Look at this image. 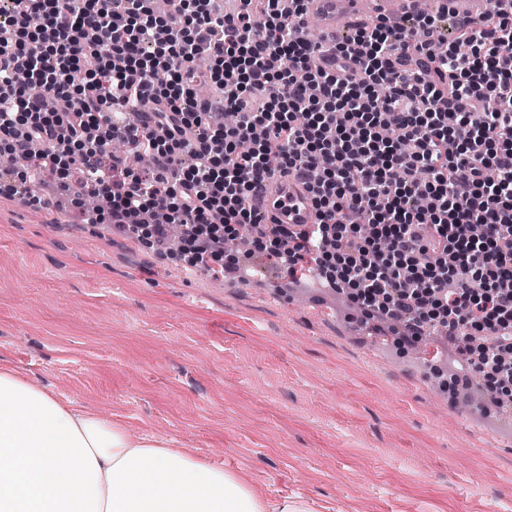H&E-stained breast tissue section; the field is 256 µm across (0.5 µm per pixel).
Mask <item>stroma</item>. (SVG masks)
<instances>
[{"label": "stroma", "mask_w": 512, "mask_h": 512, "mask_svg": "<svg viewBox=\"0 0 512 512\" xmlns=\"http://www.w3.org/2000/svg\"><path fill=\"white\" fill-rule=\"evenodd\" d=\"M0 196V369L314 512H512V404L484 414L386 324L162 258Z\"/></svg>", "instance_id": "1"}]
</instances>
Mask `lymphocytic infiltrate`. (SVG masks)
I'll list each match as a JSON object with an SVG mask.
<instances>
[{
  "instance_id": "f902f5d3",
  "label": "lymphocytic infiltrate",
  "mask_w": 512,
  "mask_h": 512,
  "mask_svg": "<svg viewBox=\"0 0 512 512\" xmlns=\"http://www.w3.org/2000/svg\"><path fill=\"white\" fill-rule=\"evenodd\" d=\"M10 0L0 157L26 156L77 213L220 278L232 244L316 272L365 315L457 344L484 394L512 385V16L311 40L305 0ZM334 55L337 71L326 70ZM207 82L211 95L197 98ZM232 111L235 124L212 114ZM125 151L113 153V144ZM152 164L131 168L126 156ZM297 171L315 223H260L253 185ZM96 196L102 208L86 212Z\"/></svg>"
}]
</instances>
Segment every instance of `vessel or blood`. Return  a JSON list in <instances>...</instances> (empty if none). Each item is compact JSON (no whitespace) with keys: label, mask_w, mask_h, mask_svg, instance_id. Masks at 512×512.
Masks as SVG:
<instances>
[{"label":"vessel or blood","mask_w":512,"mask_h":512,"mask_svg":"<svg viewBox=\"0 0 512 512\" xmlns=\"http://www.w3.org/2000/svg\"><path fill=\"white\" fill-rule=\"evenodd\" d=\"M369 0H308L307 16L318 18L323 27L335 29L338 20L362 22ZM250 202L270 224L314 223L311 193L305 180L292 174H277L257 184Z\"/></svg>","instance_id":"b4317fda"}]
</instances>
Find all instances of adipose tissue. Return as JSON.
Here are the masks:
<instances>
[{"instance_id": "adipose-tissue-1", "label": "adipose tissue", "mask_w": 512, "mask_h": 512, "mask_svg": "<svg viewBox=\"0 0 512 512\" xmlns=\"http://www.w3.org/2000/svg\"><path fill=\"white\" fill-rule=\"evenodd\" d=\"M0 512H313L0 369Z\"/></svg>"}]
</instances>
